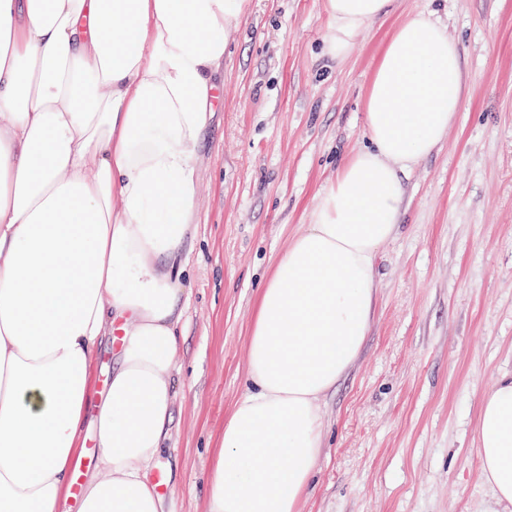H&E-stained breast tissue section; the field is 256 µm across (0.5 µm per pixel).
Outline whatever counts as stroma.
I'll list each match as a JSON object with an SVG mask.
<instances>
[{
	"label": "stroma",
	"instance_id": "stroma-1",
	"mask_svg": "<svg viewBox=\"0 0 512 512\" xmlns=\"http://www.w3.org/2000/svg\"><path fill=\"white\" fill-rule=\"evenodd\" d=\"M429 10L460 50L461 111L402 178L368 336L321 402L303 512H494L475 431L483 397L512 373V0H395L340 62L323 53V0H251L199 148L173 438L151 471L164 512H205L213 452L246 390L259 293L318 193L366 145L386 42Z\"/></svg>",
	"mask_w": 512,
	"mask_h": 512
}]
</instances>
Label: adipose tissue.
<instances>
[{
    "mask_svg": "<svg viewBox=\"0 0 512 512\" xmlns=\"http://www.w3.org/2000/svg\"><path fill=\"white\" fill-rule=\"evenodd\" d=\"M393 0H324L345 59ZM250 0H0V512H61L82 433L100 450L80 512H161L152 464L172 436L183 247L215 72ZM460 53L411 14L368 87L367 145L320 192L261 291L249 389L224 421L205 512H302L322 398L357 361L375 263L399 229L401 174L461 106ZM119 335L97 395L100 346ZM481 469L512 512V374L482 400Z\"/></svg>",
    "mask_w": 512,
    "mask_h": 512,
    "instance_id": "1",
    "label": "adipose tissue"
}]
</instances>
